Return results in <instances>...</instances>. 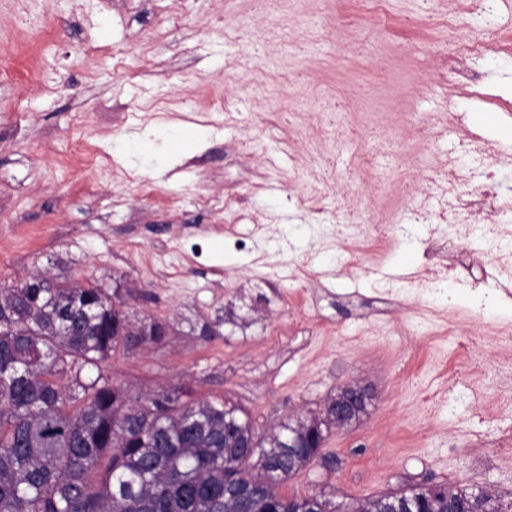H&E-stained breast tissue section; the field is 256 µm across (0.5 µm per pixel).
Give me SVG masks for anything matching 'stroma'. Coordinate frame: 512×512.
I'll return each mask as SVG.
<instances>
[{
    "instance_id": "1",
    "label": "stroma",
    "mask_w": 512,
    "mask_h": 512,
    "mask_svg": "<svg viewBox=\"0 0 512 512\" xmlns=\"http://www.w3.org/2000/svg\"><path fill=\"white\" fill-rule=\"evenodd\" d=\"M466 0H388L376 31L361 0H0V288L48 270L85 285H121L139 316L166 320L164 344L104 364L135 394L180 388L222 400L258 429L321 411L345 384L368 387L359 420L329 430L324 459L283 485L351 503L413 485L484 490L512 505V459L478 464L457 342L481 367L500 357L482 324L512 305L472 310L480 277L448 283L456 335L391 303L404 273L436 245L416 238L382 257L377 274L336 261L322 216L345 223L418 199L457 131L491 141L512 168V56L475 62L487 105L446 83L443 30L420 18L455 15L462 37L512 41V0L495 13ZM153 46L143 54L141 43ZM224 86L221 110L203 111ZM154 121L208 128L207 148L165 170L119 161L113 143ZM373 169L358 173L360 151ZM314 196L322 214L297 207ZM247 198L267 240L233 236ZM312 254L308 276L296 257ZM419 330V349L403 334Z\"/></svg>"
}]
</instances>
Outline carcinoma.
<instances>
[{
    "instance_id": "obj_1",
    "label": "carcinoma",
    "mask_w": 512,
    "mask_h": 512,
    "mask_svg": "<svg viewBox=\"0 0 512 512\" xmlns=\"http://www.w3.org/2000/svg\"><path fill=\"white\" fill-rule=\"evenodd\" d=\"M0 289V512H336L324 494L280 488L310 463L317 438L296 420L257 432L224 402L140 396L100 364L118 350L160 344L114 288L48 273ZM251 444L241 447L242 442ZM253 484L242 499L224 485ZM501 512L480 490L412 486L366 498L356 512Z\"/></svg>"
}]
</instances>
